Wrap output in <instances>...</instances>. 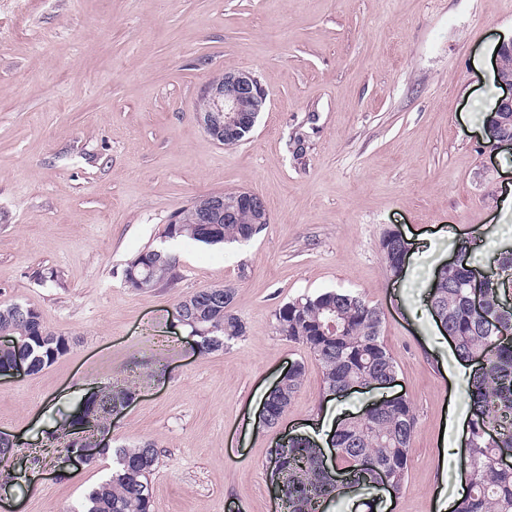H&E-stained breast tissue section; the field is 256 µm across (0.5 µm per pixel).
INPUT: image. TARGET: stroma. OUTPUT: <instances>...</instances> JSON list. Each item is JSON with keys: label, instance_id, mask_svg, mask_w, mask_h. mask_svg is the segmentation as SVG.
<instances>
[{"label": "stroma", "instance_id": "1", "mask_svg": "<svg viewBox=\"0 0 512 512\" xmlns=\"http://www.w3.org/2000/svg\"><path fill=\"white\" fill-rule=\"evenodd\" d=\"M512 0H0V305L37 310L70 351L35 374L0 376V503L70 512L112 469L47 455L40 486L6 475L42 430L107 387L134 391L110 446L155 441L152 512H280L271 450L325 410L356 414L379 389L324 399L321 370L274 328L276 307L347 288L379 307L399 369L391 392L417 424L408 479L388 512H433L439 439L465 400L445 374L448 343L422 295L473 238L487 272L512 246V150L483 129L504 90L494 63ZM249 70L266 106L227 149L196 115L215 75ZM248 190L270 222L254 239L169 245L176 287L142 293L123 271L161 245L170 216L197 198ZM409 243L389 271L386 231ZM230 285L246 334L200 351L177 302ZM306 377L282 421L263 426L266 393L295 362Z\"/></svg>", "mask_w": 512, "mask_h": 512}]
</instances>
